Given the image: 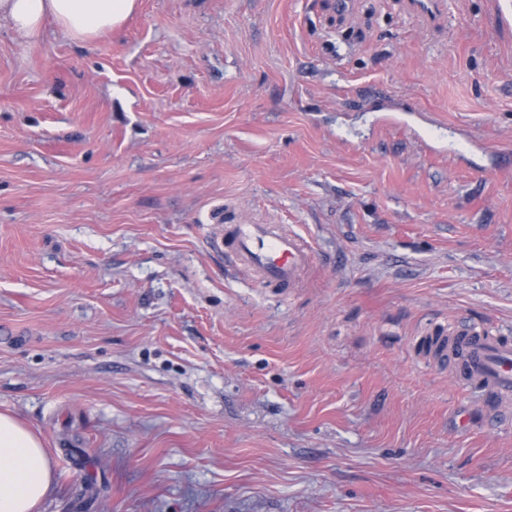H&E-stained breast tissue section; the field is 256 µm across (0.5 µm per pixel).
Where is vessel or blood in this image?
<instances>
[{"label": "vessel or blood", "instance_id": "1", "mask_svg": "<svg viewBox=\"0 0 512 512\" xmlns=\"http://www.w3.org/2000/svg\"><path fill=\"white\" fill-rule=\"evenodd\" d=\"M312 260L311 249L281 225L236 227L232 263L253 269L264 281L292 282ZM447 349L463 380L498 395L512 393V338L472 331L449 337Z\"/></svg>", "mask_w": 512, "mask_h": 512}]
</instances>
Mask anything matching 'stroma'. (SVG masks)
<instances>
[{"label": "stroma", "instance_id": "obj_1", "mask_svg": "<svg viewBox=\"0 0 512 512\" xmlns=\"http://www.w3.org/2000/svg\"><path fill=\"white\" fill-rule=\"evenodd\" d=\"M137 0L0 26V411L38 512H512V28L493 0ZM281 224L294 282L212 241ZM137 0H0V19L20 38L40 35L47 18L75 40H90L122 27ZM448 361L459 376L498 395L512 393V339L472 331L448 336ZM54 490V471L41 437L0 413V512H37Z\"/></svg>", "mask_w": 512, "mask_h": 512}]
</instances>
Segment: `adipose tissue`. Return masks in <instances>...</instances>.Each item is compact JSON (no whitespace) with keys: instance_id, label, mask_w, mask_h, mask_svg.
<instances>
[{"instance_id":"obj_1","label":"adipose tissue","mask_w":512,"mask_h":512,"mask_svg":"<svg viewBox=\"0 0 512 512\" xmlns=\"http://www.w3.org/2000/svg\"><path fill=\"white\" fill-rule=\"evenodd\" d=\"M137 0H0V19L18 37L40 35L46 19L75 40L118 30ZM54 490V471L41 437L9 413H0V512H36Z\"/></svg>"}]
</instances>
